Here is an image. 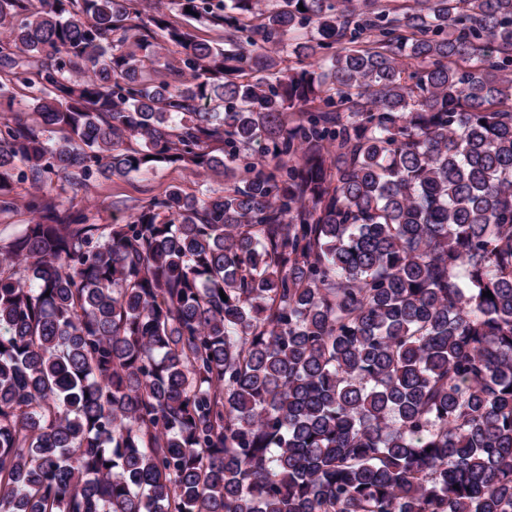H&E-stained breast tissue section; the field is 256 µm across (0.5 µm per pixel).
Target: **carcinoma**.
I'll return each instance as SVG.
<instances>
[{
    "mask_svg": "<svg viewBox=\"0 0 512 512\" xmlns=\"http://www.w3.org/2000/svg\"><path fill=\"white\" fill-rule=\"evenodd\" d=\"M39 2L0 0V212L226 180L31 196L0 512H512V0ZM170 20L180 26L190 23L191 30L199 38L217 43L224 42V28L222 27H215L207 23L188 20L186 17H183L174 11L170 13ZM87 187L74 189L66 182L53 178L40 189L30 182L16 183L11 196L14 207L0 213V247L8 244L28 224L32 215L27 209L30 195L36 191L58 204L61 209L84 210L97 224H123L139 207L153 198L164 196L171 186H178L184 194H198L202 178L191 169L178 164L164 165L148 174L125 177H93Z\"/></svg>",
    "mask_w": 512,
    "mask_h": 512,
    "instance_id": "1",
    "label": "carcinoma"
}]
</instances>
